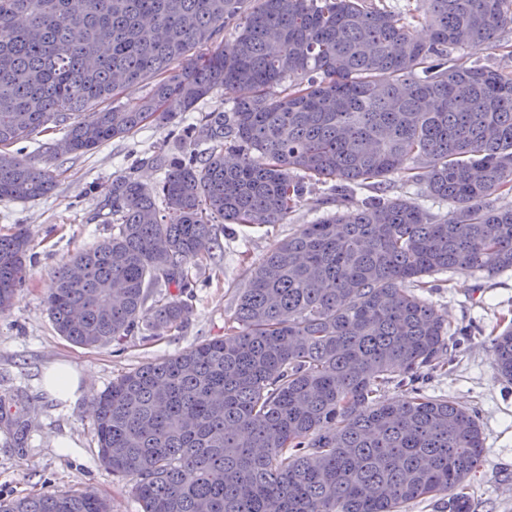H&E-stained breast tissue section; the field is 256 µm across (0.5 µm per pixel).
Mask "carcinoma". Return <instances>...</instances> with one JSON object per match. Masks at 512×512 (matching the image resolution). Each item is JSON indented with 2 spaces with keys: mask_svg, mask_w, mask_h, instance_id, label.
Segmentation results:
<instances>
[{
  "mask_svg": "<svg viewBox=\"0 0 512 512\" xmlns=\"http://www.w3.org/2000/svg\"><path fill=\"white\" fill-rule=\"evenodd\" d=\"M0 0V200H34L51 159L15 144L64 130L85 154L171 124L216 90L224 111L160 151L153 185L112 180V235L55 275L48 307L68 342L100 348L188 320L190 265L219 226L285 224L310 184L347 210L306 224L252 271L224 335L113 380L95 400L100 461L140 512H406L448 496L471 512L482 431L419 383L454 362L426 276L512 269V74L448 50L499 47L512 0H422L430 41L370 0ZM230 38H225L224 34ZM153 81L133 105L121 92ZM252 91L247 98L238 89ZM201 142L211 143L203 152ZM237 155L224 162V151ZM399 170L451 205L438 219L384 194ZM379 191L358 204L354 193ZM164 208H159V205ZM27 236L0 235V313L27 277ZM512 381V326L492 335ZM391 385L405 390L384 399ZM0 512H112L89 489L0 499Z\"/></svg>",
  "mask_w": 512,
  "mask_h": 512,
  "instance_id": "1",
  "label": "carcinoma"
}]
</instances>
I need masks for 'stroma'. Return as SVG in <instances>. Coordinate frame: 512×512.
<instances>
[{"label":"stroma","instance_id":"stroma-1","mask_svg":"<svg viewBox=\"0 0 512 512\" xmlns=\"http://www.w3.org/2000/svg\"><path fill=\"white\" fill-rule=\"evenodd\" d=\"M502 48L456 50L455 65H482L512 72V26ZM181 154L186 146L173 126L147 124L81 155H57L56 186L34 201L0 200V234L24 227L29 235L27 281L12 307L0 314V498L91 489L110 500L113 512H139L132 482L112 476L97 456L92 401L121 374L174 356L223 335L239 291L250 272L282 240L335 211L324 187H308L287 223L228 224L219 241L223 258L193 268L197 280L187 324L160 336L139 329L121 342L87 349L59 336L47 307L54 273L78 252L112 233L100 216L105 188L133 173L147 184L164 172L151 158L158 150ZM423 296L445 317L457 344L447 372L425 380L426 395L467 406L483 435L481 467L470 481L473 512H512V383L498 377L490 340L492 329L512 322V271L495 276L451 269L430 278ZM73 366L86 378L76 402L44 390L49 364ZM70 440L67 451L55 439Z\"/></svg>","mask_w":512,"mask_h":512}]
</instances>
